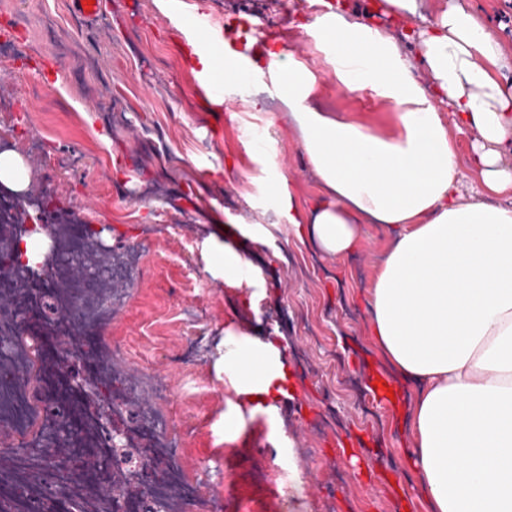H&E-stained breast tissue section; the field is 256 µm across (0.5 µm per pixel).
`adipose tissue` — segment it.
Returning <instances> with one entry per match:
<instances>
[{
    "mask_svg": "<svg viewBox=\"0 0 512 512\" xmlns=\"http://www.w3.org/2000/svg\"><path fill=\"white\" fill-rule=\"evenodd\" d=\"M306 33L349 91L392 103L402 133L384 139L313 105L308 66L271 47L252 68L269 73L295 122L302 150L328 199L298 208L277 196L295 234L311 232L344 254L362 225L386 224L398 237L367 294L374 343L394 380L416 393L405 456L425 512H512V65L473 14L451 0L421 32L417 57L426 88L396 38L344 8L315 14ZM478 132L473 163L482 190L459 195L454 140L440 110ZM280 341L225 344L224 372L251 411L287 386Z\"/></svg>",
    "mask_w": 512,
    "mask_h": 512,
    "instance_id": "adipose-tissue-1",
    "label": "adipose tissue"
}]
</instances>
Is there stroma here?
<instances>
[{
  "label": "stroma",
  "mask_w": 512,
  "mask_h": 512,
  "mask_svg": "<svg viewBox=\"0 0 512 512\" xmlns=\"http://www.w3.org/2000/svg\"><path fill=\"white\" fill-rule=\"evenodd\" d=\"M444 2L419 0L415 16L384 15L407 57L416 55L413 35L424 18ZM462 3L512 60V0ZM201 11L213 20L210 53L221 54L225 40L249 37L245 22L259 16L274 45L314 72V105L386 138L401 132L391 103L347 91L325 65L303 29L316 13L310 0H104L94 21L76 14L70 0H0V24L23 27L31 57L58 63L46 77L0 81L29 101L15 129L38 144L21 155L31 184L79 210L86 224L104 226L115 252H141L122 305L84 345L107 353L116 344L130 347L136 357L117 355V376L142 372L169 384V392L146 400L172 423L187 479L223 512H292L283 487L258 478L257 457L314 444L324 449V462L301 459L299 512H408L418 491L401 438L388 430L391 412L360 420L344 396L345 387L363 386L381 369L366 292L396 234L365 225L346 255L294 234L277 209L280 186L303 209L325 191L275 97L263 112L207 107L188 42ZM270 157L276 169L268 168ZM228 253L247 258L250 275L225 271ZM198 334L211 337L213 347L187 395L180 368L157 346ZM230 336L280 340L290 391L272 414H244L228 430L224 418L238 408L224 376ZM378 440L387 454L368 484L355 481L346 460L330 451L338 442L362 448ZM207 467L228 473L233 501H225L223 483L204 477Z\"/></svg>",
  "instance_id": "stroma-1"
}]
</instances>
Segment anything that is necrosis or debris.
<instances>
[{"instance_id":"1","label":"necrosis or debris","mask_w":512,"mask_h":512,"mask_svg":"<svg viewBox=\"0 0 512 512\" xmlns=\"http://www.w3.org/2000/svg\"><path fill=\"white\" fill-rule=\"evenodd\" d=\"M55 261L49 280L24 296L16 277H0V453L10 455L24 475L30 512H52L69 501L78 512H111L116 500L133 499L141 512H209L211 504L177 466L180 448L171 425L139 402V385L129 379L112 386V367L91 362L86 350L67 347L65 373L78 387L71 402H59L46 384H35L45 337L92 332L123 300L117 278L136 264L135 249L116 257L110 245L75 234L59 224L46 245ZM124 421L125 436L113 442V426ZM112 461L97 483L81 475L85 462Z\"/></svg>"}]
</instances>
